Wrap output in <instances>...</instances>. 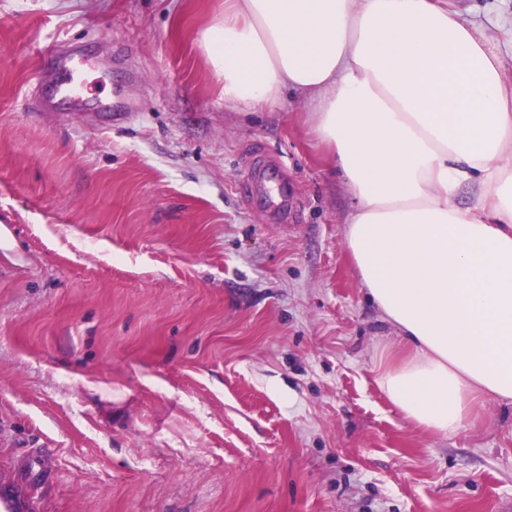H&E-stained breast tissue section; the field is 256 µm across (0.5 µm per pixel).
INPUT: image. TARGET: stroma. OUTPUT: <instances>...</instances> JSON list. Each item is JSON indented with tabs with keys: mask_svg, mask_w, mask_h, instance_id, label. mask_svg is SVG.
<instances>
[{
	"mask_svg": "<svg viewBox=\"0 0 512 512\" xmlns=\"http://www.w3.org/2000/svg\"><path fill=\"white\" fill-rule=\"evenodd\" d=\"M222 0H0V487L32 512H503L512 403L450 435L376 382L355 198L285 93L226 102ZM110 112L55 96L45 48ZM281 162L279 204L247 175Z\"/></svg>",
	"mask_w": 512,
	"mask_h": 512,
	"instance_id": "1",
	"label": "stroma"
}]
</instances>
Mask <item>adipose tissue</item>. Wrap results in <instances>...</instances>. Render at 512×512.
I'll return each mask as SVG.
<instances>
[{"label": "adipose tissue", "instance_id": "obj_1", "mask_svg": "<svg viewBox=\"0 0 512 512\" xmlns=\"http://www.w3.org/2000/svg\"><path fill=\"white\" fill-rule=\"evenodd\" d=\"M443 0H224L197 39L224 99L294 91L356 204L343 236L406 343L377 382L434 434L512 401V24Z\"/></svg>", "mask_w": 512, "mask_h": 512}]
</instances>
